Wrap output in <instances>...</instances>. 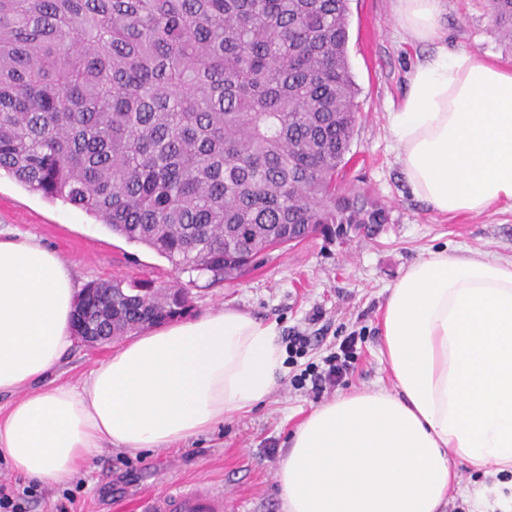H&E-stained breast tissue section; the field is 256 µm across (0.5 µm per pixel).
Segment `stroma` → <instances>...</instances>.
I'll list each match as a JSON object with an SVG mask.
<instances>
[{"label":"stroma","instance_id":"stroma-1","mask_svg":"<svg viewBox=\"0 0 512 512\" xmlns=\"http://www.w3.org/2000/svg\"><path fill=\"white\" fill-rule=\"evenodd\" d=\"M393 5L394 0H350L348 53L359 93L344 174L388 212L387 224L373 235H316L270 252L238 279L213 284L174 272L165 259L113 236L84 211L0 174V231L34 237L54 250L78 286L113 278L178 283L189 291L190 316L233 308L275 324L279 337L300 331L311 338L305 357L286 365L272 393L249 412L174 449L132 455L104 446L68 484H38L25 512H137L142 498L197 483L223 489L228 512H282L277 472L296 426L317 406L352 389L391 387L380 316L405 269L443 249L512 261V202L480 214L450 217L435 211L406 182L389 117L406 94L409 71L437 47L472 51L512 68V45L495 27L486 0H443L434 44L404 32ZM352 335L356 360L343 383L319 394L292 387L293 375ZM121 345L118 339L96 349L75 345L56 375L79 383Z\"/></svg>","mask_w":512,"mask_h":512}]
</instances>
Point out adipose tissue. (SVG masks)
<instances>
[{
  "label": "adipose tissue",
  "mask_w": 512,
  "mask_h": 512,
  "mask_svg": "<svg viewBox=\"0 0 512 512\" xmlns=\"http://www.w3.org/2000/svg\"><path fill=\"white\" fill-rule=\"evenodd\" d=\"M421 42L442 0H395ZM412 193L447 215L512 201V69L437 50L391 114ZM75 283L52 250L0 237V458L27 479L69 483L98 448L136 454L203 434L273 391L274 325L224 308L139 336L78 385L53 374L72 346ZM382 336L394 389H355L314 408L279 471L283 512H440L456 461L495 476L467 489L512 512V261L429 253L391 288Z\"/></svg>",
  "instance_id": "adipose-tissue-1"
}]
</instances>
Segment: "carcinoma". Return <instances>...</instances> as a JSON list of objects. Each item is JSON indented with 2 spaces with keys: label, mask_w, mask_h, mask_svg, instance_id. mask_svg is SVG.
I'll use <instances>...</instances> for the list:
<instances>
[{
  "label": "carcinoma",
  "mask_w": 512,
  "mask_h": 512,
  "mask_svg": "<svg viewBox=\"0 0 512 512\" xmlns=\"http://www.w3.org/2000/svg\"><path fill=\"white\" fill-rule=\"evenodd\" d=\"M512 43V0H490ZM349 0H0V171L180 272L239 278L270 250L385 224L337 184L359 89ZM103 343L172 294L91 281Z\"/></svg>",
  "instance_id": "1"
}]
</instances>
